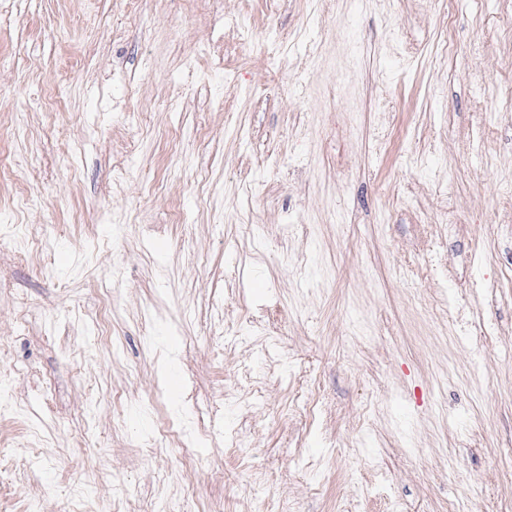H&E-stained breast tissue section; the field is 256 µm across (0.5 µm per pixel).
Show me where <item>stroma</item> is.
<instances>
[{"instance_id":"obj_1","label":"stroma","mask_w":512,"mask_h":512,"mask_svg":"<svg viewBox=\"0 0 512 512\" xmlns=\"http://www.w3.org/2000/svg\"><path fill=\"white\" fill-rule=\"evenodd\" d=\"M0 232V512H512V0H0Z\"/></svg>"}]
</instances>
